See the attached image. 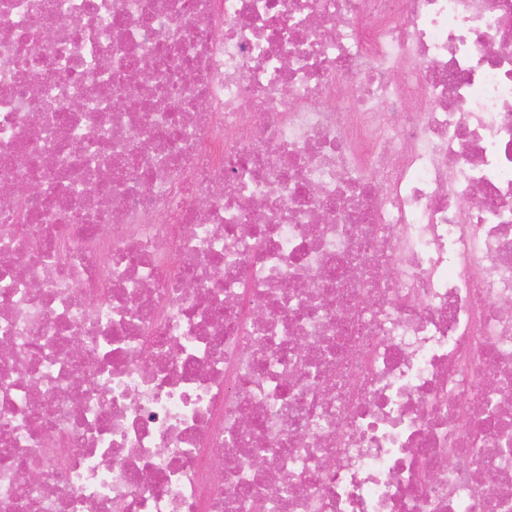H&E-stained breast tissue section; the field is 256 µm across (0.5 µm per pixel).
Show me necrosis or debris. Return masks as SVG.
Here are the masks:
<instances>
[{
	"label": "necrosis or debris",
	"mask_w": 512,
	"mask_h": 512,
	"mask_svg": "<svg viewBox=\"0 0 512 512\" xmlns=\"http://www.w3.org/2000/svg\"><path fill=\"white\" fill-rule=\"evenodd\" d=\"M507 400L512 0H0V512H512Z\"/></svg>",
	"instance_id": "obj_1"
}]
</instances>
